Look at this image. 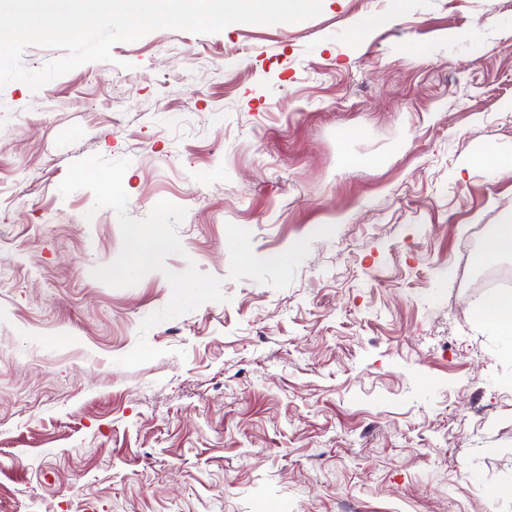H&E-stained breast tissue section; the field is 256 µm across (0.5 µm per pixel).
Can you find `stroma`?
Returning a JSON list of instances; mask_svg holds the SVG:
<instances>
[{
    "label": "stroma",
    "instance_id": "1",
    "mask_svg": "<svg viewBox=\"0 0 512 512\" xmlns=\"http://www.w3.org/2000/svg\"><path fill=\"white\" fill-rule=\"evenodd\" d=\"M358 38H351L354 26ZM0 90V512H512V343L465 240L512 208V0H325L161 29ZM357 130V137L344 133ZM131 158L127 213L186 208L171 289L92 276L112 209L58 190ZM476 316L499 336L512 341V293L482 302L476 309Z\"/></svg>",
    "mask_w": 512,
    "mask_h": 512
}]
</instances>
